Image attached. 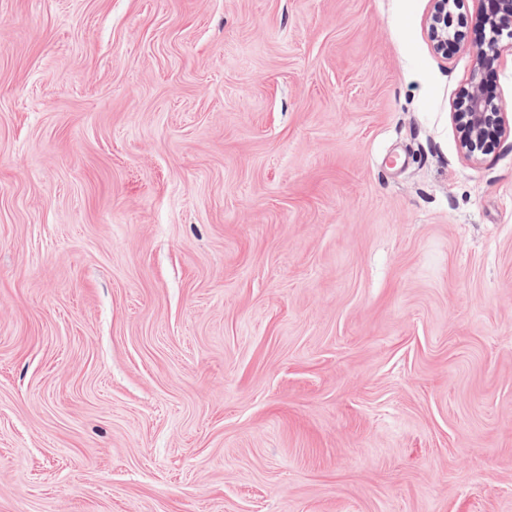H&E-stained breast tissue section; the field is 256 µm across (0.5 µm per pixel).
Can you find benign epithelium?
<instances>
[{
  "label": "benign epithelium",
  "instance_id": "7a95c632",
  "mask_svg": "<svg viewBox=\"0 0 512 512\" xmlns=\"http://www.w3.org/2000/svg\"><path fill=\"white\" fill-rule=\"evenodd\" d=\"M495 9V14L484 17V22L494 33L492 40L486 44L479 42L472 46L476 66L482 67L485 60L498 52L499 37L507 35L512 40V0H488ZM451 0H434L433 12L430 16L429 32L434 45L442 50H448V9ZM468 103L465 110L455 115L458 126L459 146L462 153L475 157L476 153L486 151L491 143L500 135L507 132L504 113L500 104L487 99L473 86L467 95Z\"/></svg>",
  "mask_w": 512,
  "mask_h": 512
}]
</instances>
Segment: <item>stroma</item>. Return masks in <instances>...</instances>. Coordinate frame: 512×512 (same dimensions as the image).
I'll return each mask as SVG.
<instances>
[{
  "mask_svg": "<svg viewBox=\"0 0 512 512\" xmlns=\"http://www.w3.org/2000/svg\"><path fill=\"white\" fill-rule=\"evenodd\" d=\"M485 9L0 0V512H512ZM433 12L430 16L429 32L434 45L446 52L448 40H451L448 31V9L451 0H434ZM478 85L475 84L468 92L464 112L455 115L460 150L467 158H475L477 152H485L498 136L507 132L501 105L487 99Z\"/></svg>",
  "mask_w": 512,
  "mask_h": 512,
  "instance_id": "stroma-1",
  "label": "stroma"
}]
</instances>
